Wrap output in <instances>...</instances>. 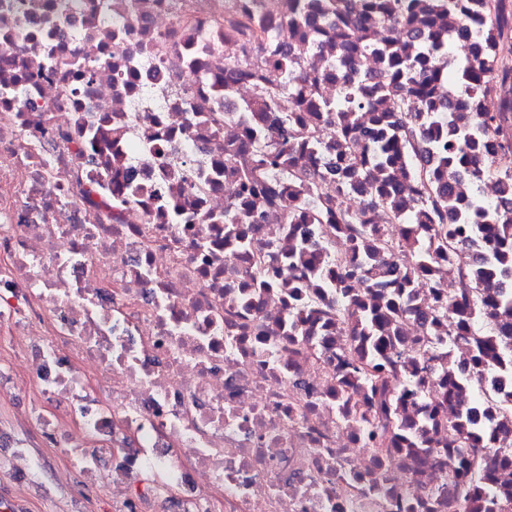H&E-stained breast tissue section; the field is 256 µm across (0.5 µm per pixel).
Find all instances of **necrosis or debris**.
Returning <instances> with one entry per match:
<instances>
[{"label": "necrosis or debris", "mask_w": 512, "mask_h": 512, "mask_svg": "<svg viewBox=\"0 0 512 512\" xmlns=\"http://www.w3.org/2000/svg\"><path fill=\"white\" fill-rule=\"evenodd\" d=\"M294 0H0V353L21 355L36 396L23 416L64 448L59 480L98 481L113 449L117 512H449L448 379L469 346L439 311L457 268L418 273L412 311L388 323L401 369L386 395L423 425L420 447L367 439L377 396L348 367L365 337L336 315V261L366 264L304 195L244 199L224 158L284 115L269 65L238 27L251 15L288 56L284 92L335 101L344 74L383 82L372 22L336 51V20L291 22ZM293 174L324 173L334 126ZM250 215L240 232L227 206ZM304 209L298 224L288 217ZM437 323H430V316ZM156 477L131 500L127 480Z\"/></svg>", "instance_id": "4bbe7bcc"}]
</instances>
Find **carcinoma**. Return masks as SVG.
I'll return each instance as SVG.
<instances>
[{
    "label": "carcinoma",
    "mask_w": 512,
    "mask_h": 512,
    "mask_svg": "<svg viewBox=\"0 0 512 512\" xmlns=\"http://www.w3.org/2000/svg\"><path fill=\"white\" fill-rule=\"evenodd\" d=\"M416 0H364L359 12L353 11L348 0H305L292 16L295 21H309L317 15L336 14V21L353 28H361L375 17L385 24L387 39L392 49L387 55L390 80L382 85L370 83L348 85L332 103H324L321 112L327 121H338L336 132L348 147L336 163V188L369 173L360 166L357 155L364 154L371 145L375 162L385 173L402 166L406 168L416 186V199L405 202L393 189L389 180L380 185L378 194L360 212L349 213L333 208L335 197H322L320 214L333 218L334 223L345 225L356 242L367 243L373 253L385 252L393 247L381 231L371 225L368 212L380 210L387 214L390 224H412L418 217L435 226L434 242L417 251L418 269L425 273L437 256L458 254L460 235L469 232L474 242L487 247L486 261L481 266L468 262L457 269L455 288L448 291V306L439 315L452 313L448 335L454 341H466L475 333L482 334L471 354L472 372L484 370L489 355L497 358L504 371L512 368V292L499 290L494 279L512 273V0H436L434 8L448 13L459 26V33L476 23L487 36L494 54L475 56L458 62L449 57L450 42L434 40L428 54L434 60L448 59V71L456 75L458 88L448 99V108L461 107L475 113L471 127L459 134L448 128V137L432 141L435 167L418 168L414 157L425 152L424 125L433 121L431 111L437 94L433 66L424 60L399 51L405 20L412 14ZM271 75L288 70L284 54L268 47ZM387 102L398 113L395 124L385 121L386 115L374 117L372 127L344 129L339 125L345 112L376 110V104ZM316 144L305 128L292 122L280 123L266 134L235 152L224 161V169L237 175L243 192L249 196L261 193L274 200L288 191V185L301 184L310 194L318 193L319 178L310 182L287 180L279 176L286 157L299 147ZM468 179L472 198L461 210L458 219L448 215L451 192L455 181ZM498 180L509 195L490 202L479 192L484 180ZM372 274V270L336 261V288L352 279ZM410 291L403 282L391 291L385 310L375 312L362 308L349 309L345 304L336 307V313L371 332L386 325L391 316L408 309ZM389 341L378 337L373 351L378 356L365 363L353 364L354 370L373 388L381 390L378 375L396 370L397 364L384 354ZM383 412L396 420L400 431L410 445L418 443L420 426L397 421L393 401L383 403ZM508 417L498 409L485 404L479 395L462 403L457 418L449 423L450 431L459 435L457 459L448 460L451 480L448 499L457 512H504L509 492H498L487 485L489 473L499 464L512 462V450L490 454L487 445L496 436V423Z\"/></svg>",
    "instance_id": "obj_1"
}]
</instances>
